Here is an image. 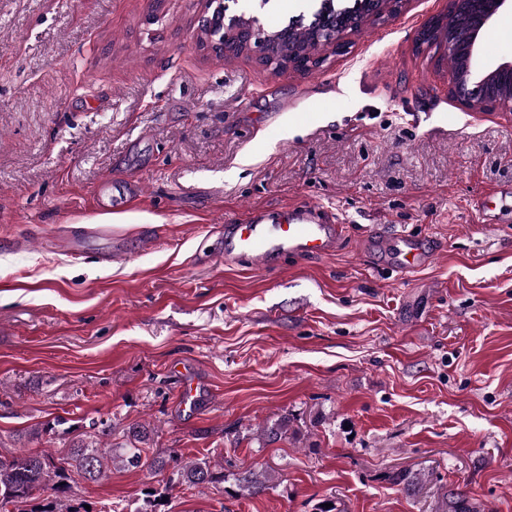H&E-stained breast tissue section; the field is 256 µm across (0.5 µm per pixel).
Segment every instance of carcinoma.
Segmentation results:
<instances>
[{
  "label": "carcinoma",
  "mask_w": 512,
  "mask_h": 512,
  "mask_svg": "<svg viewBox=\"0 0 512 512\" xmlns=\"http://www.w3.org/2000/svg\"><path fill=\"white\" fill-rule=\"evenodd\" d=\"M287 52L297 50L306 58L317 54L318 48L311 36L301 30L291 33ZM111 433V426L101 423V429L86 432L72 440L68 449L58 455L43 450L0 454V512H112L94 506L85 509V501L71 494L75 476L97 482L109 477L114 470H135L148 467L155 474L171 473L158 487H148L135 512H169L164 497L175 486L188 490H220L224 488V464L207 457L184 458L173 453L157 456L151 462L143 460L142 445L149 441L144 427L128 431L130 446L105 447L102 437ZM274 475L267 470L249 469L235 478L236 486L251 495L264 492Z\"/></svg>",
  "instance_id": "cac0c4a2"
}]
</instances>
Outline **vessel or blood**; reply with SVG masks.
Returning <instances> with one entry per match:
<instances>
[{
  "label": "vessel or blood",
  "mask_w": 512,
  "mask_h": 512,
  "mask_svg": "<svg viewBox=\"0 0 512 512\" xmlns=\"http://www.w3.org/2000/svg\"><path fill=\"white\" fill-rule=\"evenodd\" d=\"M345 236V227L313 205H297L272 215L251 212L246 222L228 221L217 245L225 257L263 262L286 253L305 259L331 252ZM369 244L394 255L398 272L408 273L429 262L433 254L413 237L393 238L372 232Z\"/></svg>",
  "instance_id": "obj_1"
}]
</instances>
